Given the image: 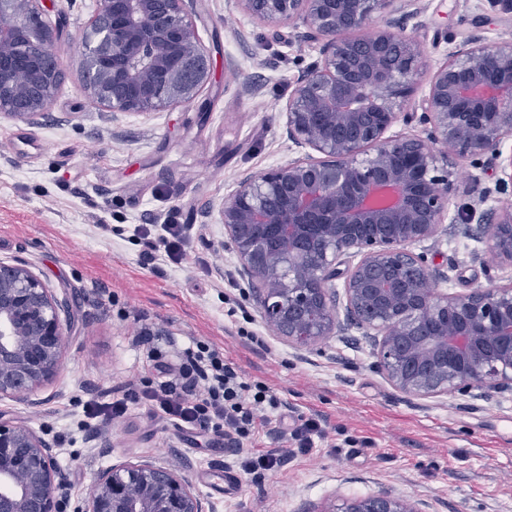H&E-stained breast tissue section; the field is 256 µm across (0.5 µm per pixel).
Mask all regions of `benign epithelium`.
<instances>
[{
    "label": "benign epithelium",
    "instance_id": "obj_1",
    "mask_svg": "<svg viewBox=\"0 0 512 512\" xmlns=\"http://www.w3.org/2000/svg\"><path fill=\"white\" fill-rule=\"evenodd\" d=\"M44 0H0V117L38 125L65 78ZM258 21L300 29L319 58L299 73L285 108L301 156L250 173L208 211L224 226L241 274L261 286L263 320L298 350L350 327L375 341V366L399 391L431 399L512 389V278L463 294L410 246L447 232L448 165L485 155L512 185V42L469 39L434 70L417 108L422 53L406 33L414 9L395 0H239ZM192 0H100L77 55L95 105L144 116L190 103L211 62ZM19 70L30 72L24 84ZM427 135L408 127L415 114ZM485 251L512 270V199L471 210ZM343 279V288L335 287ZM66 298L26 264L0 261V399L25 400L58 371ZM48 441L0 421V512H67ZM81 512H203L179 473L151 463L96 473ZM322 512H421L409 496L341 498Z\"/></svg>",
    "mask_w": 512,
    "mask_h": 512
}]
</instances>
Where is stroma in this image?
I'll use <instances>...</instances> for the list:
<instances>
[{
    "label": "stroma",
    "instance_id": "stroma-1",
    "mask_svg": "<svg viewBox=\"0 0 512 512\" xmlns=\"http://www.w3.org/2000/svg\"><path fill=\"white\" fill-rule=\"evenodd\" d=\"M407 31L432 74L468 38L512 39V14L487 0H419ZM98 0H46L59 32L65 80L38 126L0 119V261L21 262L68 297L71 318L62 364L34 402L0 400V418L53 439L71 503L107 467L149 461L179 472L206 512H322L340 497L382 491L416 499L421 512H512V393L421 400L395 389L376 367L361 330L294 349L260 314L259 291L239 272L224 227L207 213L238 179L287 164L299 152L282 110L314 46L293 42L288 25H267L236 0H193L210 81L185 107L144 118L111 115L89 102L76 51ZM456 187L451 225L415 245L449 292L505 283L512 274L484 253L477 229L459 216L499 198L495 163L484 156L449 168ZM138 224H186L191 241L177 263L144 266L129 236ZM167 355L209 342L249 382L261 381L287 404L288 421L314 418L327 432L307 451L292 450L264 481L241 474L234 495L210 491L200 470L236 468L243 456L275 447L268 425L243 446L208 442L130 404L112 424L80 429L75 399L111 398L137 375L154 376L144 329ZM255 341H248L247 333Z\"/></svg>",
    "mask_w": 512,
    "mask_h": 512
}]
</instances>
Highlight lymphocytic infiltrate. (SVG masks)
<instances>
[{
    "mask_svg": "<svg viewBox=\"0 0 512 512\" xmlns=\"http://www.w3.org/2000/svg\"><path fill=\"white\" fill-rule=\"evenodd\" d=\"M132 240L140 248L143 264H153L161 252L176 262L186 247V227L142 224L136 227ZM148 356L159 373L158 379L140 378L130 383L121 398L110 402H83V427L95 421L112 423L125 414L128 403L144 399L175 428L240 444L250 440L258 425L284 406L265 383L243 381L223 352L206 342L199 340L186 348L174 368L161 362L156 350H149Z\"/></svg>",
    "mask_w": 512,
    "mask_h": 512,
    "instance_id": "f902f5d3",
    "label": "lymphocytic infiltrate"
}]
</instances>
